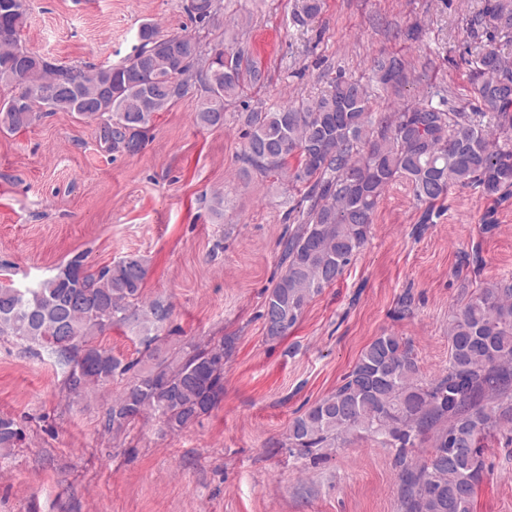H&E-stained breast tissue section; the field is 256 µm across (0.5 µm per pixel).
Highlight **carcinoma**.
I'll list each match as a JSON object with an SVG mask.
<instances>
[{"mask_svg": "<svg viewBox=\"0 0 512 512\" xmlns=\"http://www.w3.org/2000/svg\"><path fill=\"white\" fill-rule=\"evenodd\" d=\"M223 0H188L185 10L201 25L219 22ZM323 0H303L297 21L316 18ZM26 0L0 10V132L17 134L56 112H75L100 125L112 153L138 151L162 112L198 85L193 121L224 126V105L257 82L244 54L222 43L208 53L188 52L189 33L163 34L146 22L133 53L116 65L63 64L22 41ZM512 33V0H485L471 23L476 54L469 61L478 102L445 108L419 101L375 117L359 80L341 77L307 106L283 105L247 115L243 159L260 175H277L301 193L292 208L297 223L279 241V276L260 319L269 340L286 338L310 302L338 281L365 246L376 208L398 181L424 206L427 223L455 188L475 186L496 204L512 198V60L495 47ZM379 83L399 93L408 81L404 60L375 62ZM52 86L76 94L44 98ZM148 267L128 253L100 266L77 255L34 286L0 281V338L47 350L64 369L68 391L80 396L120 380L105 410L104 429L117 439L140 420H157L177 435L209 414L224 397V364L234 339L188 341L169 354L161 335L171 305L144 294ZM140 326L139 348L119 358L98 337ZM366 434L396 449L402 512H474L485 468L482 442L495 436L512 445V278L479 285L448 321V368L421 376L408 341L393 333L373 339L330 394L288 425V452L299 458L330 456L347 436ZM25 439L24 430L0 415V450ZM430 442L420 460L411 449Z\"/></svg>", "mask_w": 512, "mask_h": 512, "instance_id": "carcinoma-1", "label": "carcinoma"}]
</instances>
